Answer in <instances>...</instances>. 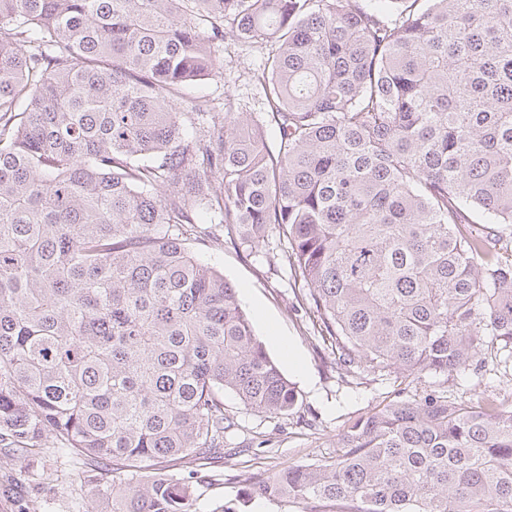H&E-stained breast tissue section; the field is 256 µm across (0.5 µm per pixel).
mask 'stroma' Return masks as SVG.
Wrapping results in <instances>:
<instances>
[{
    "label": "stroma",
    "mask_w": 512,
    "mask_h": 512,
    "mask_svg": "<svg viewBox=\"0 0 512 512\" xmlns=\"http://www.w3.org/2000/svg\"><path fill=\"white\" fill-rule=\"evenodd\" d=\"M262 57L261 47L247 49L225 39L223 74L207 80L204 93L218 103L228 93L256 103L259 90L252 70ZM190 248L235 286L257 337L298 392L292 414L272 419L247 409L235 394L225 393L224 406L240 425L237 438L250 441L251 446L236 455H218L212 467L215 481L198 488L200 512H214L236 498L240 489L236 476L243 469L270 474L334 455L336 438L344 426L392 400L397 385L394 375L384 372L364 374L347 383L338 380L330 366L331 349L311 344L316 316L301 301L302 284L290 269L262 254L247 253L229 234L221 245L196 238ZM292 350L300 357L299 365L288 361ZM491 390L512 392V366L496 363L491 355L479 373L448 376L452 398H475ZM92 507L88 487L71 481L65 465L53 453L40 454L30 465L0 455V512H91Z\"/></svg>",
    "instance_id": "1"
}]
</instances>
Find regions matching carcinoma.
<instances>
[{"label":"carcinoma","mask_w":512,"mask_h":512,"mask_svg":"<svg viewBox=\"0 0 512 512\" xmlns=\"http://www.w3.org/2000/svg\"><path fill=\"white\" fill-rule=\"evenodd\" d=\"M227 29L256 109L194 90ZM199 224L294 270L342 381L511 361L512 0H0V453L82 458L91 512H197L224 392L296 406ZM238 478L218 512H512V401L400 388Z\"/></svg>","instance_id":"cac0c4a2"}]
</instances>
